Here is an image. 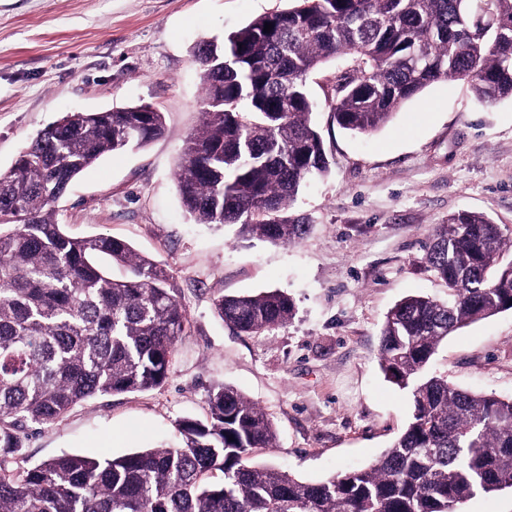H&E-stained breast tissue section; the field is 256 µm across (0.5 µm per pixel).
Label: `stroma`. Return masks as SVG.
Returning a JSON list of instances; mask_svg holds the SVG:
<instances>
[{
  "label": "stroma",
  "instance_id": "stroma-1",
  "mask_svg": "<svg viewBox=\"0 0 512 512\" xmlns=\"http://www.w3.org/2000/svg\"><path fill=\"white\" fill-rule=\"evenodd\" d=\"M292 0H0V170L66 113L148 105L164 135L82 172L57 219L76 237L108 234L163 264L189 325L163 387L97 396L53 425L20 430L13 460L112 455L178 441L177 424L205 419L210 390L230 386L269 413L277 445L258 450L304 481L376 459L410 422L409 394L384 376L378 336L402 298L444 300L423 260L435 225L480 213L512 237V100L479 103L467 82L438 81L380 130L357 135L331 119L335 64L308 90L330 162L287 210L309 224L290 246L242 239L233 226L194 223L174 170L196 129L200 39L223 41ZM277 289L296 315L264 336L232 331L220 295ZM453 384L512 397V310L448 337L433 361Z\"/></svg>",
  "mask_w": 512,
  "mask_h": 512
}]
</instances>
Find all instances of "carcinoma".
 <instances>
[{"label": "carcinoma", "mask_w": 512, "mask_h": 512, "mask_svg": "<svg viewBox=\"0 0 512 512\" xmlns=\"http://www.w3.org/2000/svg\"><path fill=\"white\" fill-rule=\"evenodd\" d=\"M472 3L462 22L457 0H295L222 44L200 41L203 108L175 172L184 210L274 245L304 237L308 225L283 213L329 170L307 78L331 60V118L358 134L376 132L441 79L469 82L484 104L512 99V0ZM164 132L155 109L68 113L0 171L1 452L21 447L28 424L169 379L188 318L168 270L121 239L72 237L56 218L76 176ZM507 248L501 226L477 213L437 225L424 262L448 299L410 296L386 316L380 366L414 412L368 466L312 483L253 465L256 450L276 446L274 423L224 386L208 394L206 420L180 421L178 447L65 454L22 470L0 462V512H451L480 493L512 490V398L462 390L430 370L449 335L512 309ZM102 256L129 274L113 278ZM215 309L254 336L295 313L279 290L221 295Z\"/></svg>", "instance_id": "carcinoma-1"}]
</instances>
